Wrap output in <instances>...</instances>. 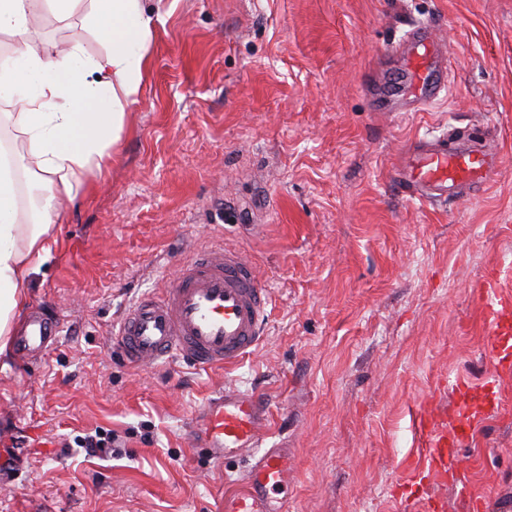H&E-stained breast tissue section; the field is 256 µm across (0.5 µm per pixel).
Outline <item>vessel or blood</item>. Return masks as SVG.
Returning <instances> with one entry per match:
<instances>
[{
	"label": "vessel or blood",
	"mask_w": 512,
	"mask_h": 512,
	"mask_svg": "<svg viewBox=\"0 0 512 512\" xmlns=\"http://www.w3.org/2000/svg\"><path fill=\"white\" fill-rule=\"evenodd\" d=\"M438 53L431 35L412 32L405 57L419 103L432 102L443 90L430 62ZM393 170L415 197L432 203L470 196L475 186L487 185L497 175L498 161L484 143L454 145L442 134L410 141ZM478 302L489 334V382L478 393L455 383L451 406L438 404L416 417L427 439L425 470L439 486L455 487L462 498L467 492L455 480L456 449L494 403L502 378L512 374V300L488 287ZM267 306L266 290L251 264L227 249L207 248L182 263L170 286L140 298L127 311L112 336V348L137 368L157 365L173 354L201 369L230 366L258 345ZM60 330L58 317L46 307H35L15 339L16 355L26 360L45 353ZM268 419L269 409L257 396L228 386L206 400L204 424L191 430L215 461L253 454L243 488L225 496L224 512H286L281 492L288 486L291 461L287 449L266 447Z\"/></svg>",
	"instance_id": "1"
}]
</instances>
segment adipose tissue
I'll return each mask as SVG.
<instances>
[{
    "mask_svg": "<svg viewBox=\"0 0 512 512\" xmlns=\"http://www.w3.org/2000/svg\"><path fill=\"white\" fill-rule=\"evenodd\" d=\"M80 0H0V32L18 47L0 67V132L19 130L27 153L0 145V352L15 331L27 298L31 265L50 251L53 227L66 199L100 166L120 135L148 65L154 18L143 0H90L85 23L112 49L88 57L79 45L55 50L38 43L33 25L42 10L70 17ZM34 175L40 192L28 213L17 204V172Z\"/></svg>",
    "mask_w": 512,
    "mask_h": 512,
    "instance_id": "1",
    "label": "adipose tissue"
}]
</instances>
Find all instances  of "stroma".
<instances>
[{"label": "stroma", "mask_w": 512, "mask_h": 512, "mask_svg": "<svg viewBox=\"0 0 512 512\" xmlns=\"http://www.w3.org/2000/svg\"><path fill=\"white\" fill-rule=\"evenodd\" d=\"M160 10L143 87L102 170L58 219L29 306L62 332L44 354L0 355V512H222L248 465L214 463L189 426L235 385L273 413L267 445L293 459L288 512H422L414 418L449 387L485 384L473 295L489 267L512 294V0H148ZM435 35L448 88L411 108L393 51ZM42 39L108 45L46 15ZM487 140L499 173L426 205L392 178L413 138ZM221 245L269 293L261 343L227 369L174 358L137 369L110 345L177 263ZM113 431L115 451L74 442ZM470 498L512 512V380L458 452Z\"/></svg>", "instance_id": "stroma-1"}]
</instances>
